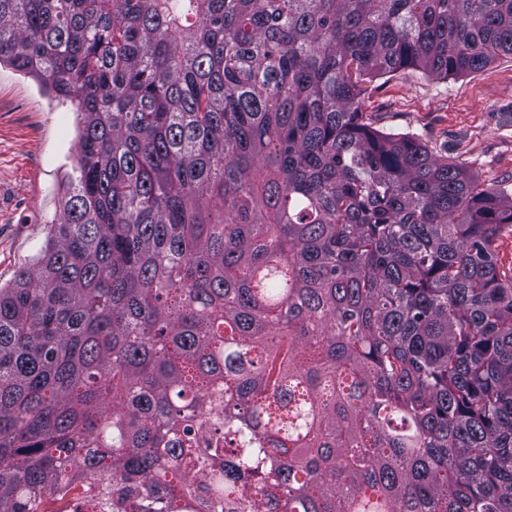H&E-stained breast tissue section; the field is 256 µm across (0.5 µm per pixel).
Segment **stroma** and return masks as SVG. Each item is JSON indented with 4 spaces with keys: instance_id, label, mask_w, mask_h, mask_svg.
Returning <instances> with one entry per match:
<instances>
[{
    "instance_id": "35a3bbf8",
    "label": "stroma",
    "mask_w": 512,
    "mask_h": 512,
    "mask_svg": "<svg viewBox=\"0 0 512 512\" xmlns=\"http://www.w3.org/2000/svg\"><path fill=\"white\" fill-rule=\"evenodd\" d=\"M363 120L409 133L486 187L512 193V57L445 80L413 71L364 80ZM81 117L0 66V287L33 264L61 210Z\"/></svg>"
}]
</instances>
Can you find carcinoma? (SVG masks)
Wrapping results in <instances>:
<instances>
[{
    "label": "carcinoma",
    "instance_id": "cac0c4a2",
    "mask_svg": "<svg viewBox=\"0 0 512 512\" xmlns=\"http://www.w3.org/2000/svg\"><path fill=\"white\" fill-rule=\"evenodd\" d=\"M512 56V0H0L76 104L0 287V512H512V194L360 82ZM495 256L500 272L512 276V229H504L495 244Z\"/></svg>",
    "mask_w": 512,
    "mask_h": 512
}]
</instances>
